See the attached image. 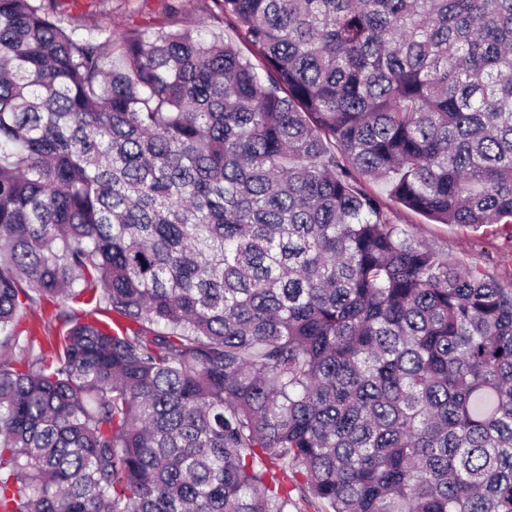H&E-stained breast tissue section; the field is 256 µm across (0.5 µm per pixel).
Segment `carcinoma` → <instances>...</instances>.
I'll return each mask as SVG.
<instances>
[{"instance_id":"1","label":"carcinoma","mask_w":512,"mask_h":512,"mask_svg":"<svg viewBox=\"0 0 512 512\" xmlns=\"http://www.w3.org/2000/svg\"><path fill=\"white\" fill-rule=\"evenodd\" d=\"M56 2L0 0V512H512V281L390 217L512 240V0ZM170 3L176 12L167 9ZM59 8L63 25L84 37L96 35L99 28L150 34L205 23L221 38L235 39L234 31L208 20L210 12L217 11L212 0H60Z\"/></svg>"}]
</instances>
